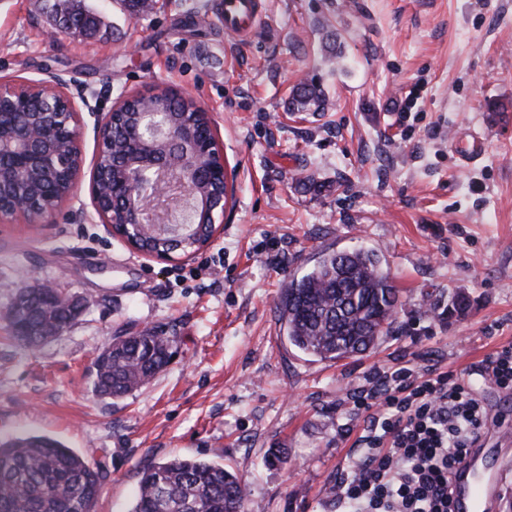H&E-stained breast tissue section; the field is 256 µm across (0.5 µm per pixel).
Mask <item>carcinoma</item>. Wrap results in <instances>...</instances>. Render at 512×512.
Segmentation results:
<instances>
[{
    "mask_svg": "<svg viewBox=\"0 0 512 512\" xmlns=\"http://www.w3.org/2000/svg\"><path fill=\"white\" fill-rule=\"evenodd\" d=\"M72 21L60 28H91L94 17L78 5ZM294 112H317L324 107L320 91L300 82L290 102ZM178 112L211 134L205 113L191 110L176 94L146 96L136 93L123 111ZM130 117L118 116L114 124L113 154L100 160L101 176L120 182L123 172L112 169L113 157L133 166L143 149L123 139ZM211 234L210 222L196 218L182 251L191 252ZM401 306L399 290L368 251L329 252L307 273L288 283L276 309L284 322L288 341L321 361L337 362L362 355L386 336ZM82 304H68L54 288H23L9 308L15 337L29 347L42 343V334L69 330L80 316ZM172 337L155 328L116 336L93 363V391L100 397L124 399L147 385L170 359ZM107 473L93 468L85 458L46 436H19L0 440V512H93ZM243 481L223 465L203 460L174 458L147 465L140 477L131 512H245Z\"/></svg>",
    "mask_w": 512,
    "mask_h": 512,
    "instance_id": "carcinoma-1",
    "label": "carcinoma"
}]
</instances>
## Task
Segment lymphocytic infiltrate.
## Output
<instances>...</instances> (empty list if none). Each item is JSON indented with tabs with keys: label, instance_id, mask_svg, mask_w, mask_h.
Instances as JSON below:
<instances>
[{
	"label": "lymphocytic infiltrate",
	"instance_id": "f902f5d3",
	"mask_svg": "<svg viewBox=\"0 0 512 512\" xmlns=\"http://www.w3.org/2000/svg\"><path fill=\"white\" fill-rule=\"evenodd\" d=\"M357 404L364 449L332 486L340 512H450L451 475L489 415L470 386L437 365L379 372Z\"/></svg>",
	"mask_w": 512,
	"mask_h": 512
}]
</instances>
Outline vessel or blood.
<instances>
[{"label":"vessel or blood","mask_w":512,"mask_h":512,"mask_svg":"<svg viewBox=\"0 0 512 512\" xmlns=\"http://www.w3.org/2000/svg\"><path fill=\"white\" fill-rule=\"evenodd\" d=\"M253 0H225L224 24L235 29L254 22ZM486 435H479L452 474V512H487V495L498 487L500 478L482 453Z\"/></svg>","instance_id":"b4317fda"}]
</instances>
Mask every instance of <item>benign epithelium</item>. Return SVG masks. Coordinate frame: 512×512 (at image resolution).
Here are the masks:
<instances>
[{"mask_svg":"<svg viewBox=\"0 0 512 512\" xmlns=\"http://www.w3.org/2000/svg\"><path fill=\"white\" fill-rule=\"evenodd\" d=\"M46 89L53 91L56 98L44 102V111L29 113L26 124L17 126L10 120V113L0 112V219L35 213L36 223H50L57 205L44 199L42 188L64 172L71 173L68 197L78 196L83 168L80 112L74 97L67 92V83L59 78L23 86L0 82V104L26 91ZM127 99V95L120 94L112 110L97 120L98 151L112 144L114 116ZM147 116L146 112L138 113L129 126L136 141L144 143L151 138L158 143L156 152L144 156L138 162V170L128 174L129 183L140 186V191L107 193L94 168L89 194L96 215L114 235L127 239L119 225L135 224L170 242L180 239L184 224L171 220L167 202L175 197L189 207L201 199L205 213L213 218L224 212V192H204L202 185L213 182L222 186L227 173L223 155L216 153L207 174L201 175L196 164L200 150L189 148L192 130L174 121H149Z\"/></svg>","mask_w":512,"mask_h":512,"instance_id":"1","label":"benign epithelium"}]
</instances>
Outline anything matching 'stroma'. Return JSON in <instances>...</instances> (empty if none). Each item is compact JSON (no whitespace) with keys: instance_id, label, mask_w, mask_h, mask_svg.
<instances>
[{"instance_id":"35a3bbf8","label":"stroma","mask_w":512,"mask_h":512,"mask_svg":"<svg viewBox=\"0 0 512 512\" xmlns=\"http://www.w3.org/2000/svg\"><path fill=\"white\" fill-rule=\"evenodd\" d=\"M221 2L156 0L135 17L83 0L97 26L77 38L46 0H0V81L74 78L104 110L123 92L189 93L234 190L210 246L172 263L89 218L85 190L51 223H0V439L45 435L99 465L93 512H131L142 469L171 458L236 473L246 512H330L363 431L356 395L376 372L434 363L470 385L496 458L512 460L507 393L482 375L512 343V0H256L246 35L226 32ZM302 81L324 111H289ZM355 250L402 292L394 329L361 356L305 355L280 291ZM26 276L87 302L36 350L6 314ZM457 296L468 311L443 315ZM151 327L174 337L170 364L125 399L96 396V355Z\"/></svg>"}]
</instances>
